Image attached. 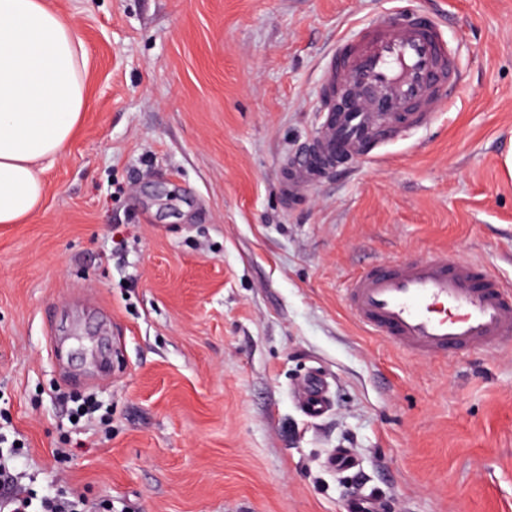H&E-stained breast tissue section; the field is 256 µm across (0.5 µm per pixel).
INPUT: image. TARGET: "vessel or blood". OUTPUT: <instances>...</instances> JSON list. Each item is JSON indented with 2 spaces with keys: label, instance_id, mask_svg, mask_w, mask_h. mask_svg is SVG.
<instances>
[{
  "label": "vessel or blood",
  "instance_id": "1",
  "mask_svg": "<svg viewBox=\"0 0 512 512\" xmlns=\"http://www.w3.org/2000/svg\"><path fill=\"white\" fill-rule=\"evenodd\" d=\"M464 81L438 15L398 5L359 22L326 57L320 125L285 160L286 191H305L427 126ZM346 304L364 330L414 356L485 352L512 340V289L481 265L442 253L374 265L352 281ZM299 402L309 416L323 414L319 377L301 384Z\"/></svg>",
  "mask_w": 512,
  "mask_h": 512
}]
</instances>
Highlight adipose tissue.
Masks as SVG:
<instances>
[{
    "label": "adipose tissue",
    "mask_w": 512,
    "mask_h": 512,
    "mask_svg": "<svg viewBox=\"0 0 512 512\" xmlns=\"http://www.w3.org/2000/svg\"><path fill=\"white\" fill-rule=\"evenodd\" d=\"M84 58L46 0H0V224L38 212L39 167L63 157L87 110Z\"/></svg>",
    "instance_id": "adipose-tissue-1"
}]
</instances>
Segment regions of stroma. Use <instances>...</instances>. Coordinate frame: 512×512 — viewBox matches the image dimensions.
Listing matches in <instances>:
<instances>
[{"label": "stroma", "mask_w": 512, "mask_h": 512, "mask_svg": "<svg viewBox=\"0 0 512 512\" xmlns=\"http://www.w3.org/2000/svg\"><path fill=\"white\" fill-rule=\"evenodd\" d=\"M88 109L41 211L0 224V432L90 512H512V345L414 357L355 324L369 264L437 251L512 283V0H425L447 109L291 196L328 49L395 0H50ZM330 408L295 392L311 371ZM91 396L105 419L74 423ZM357 458L335 472L336 449Z\"/></svg>", "instance_id": "1"}]
</instances>
